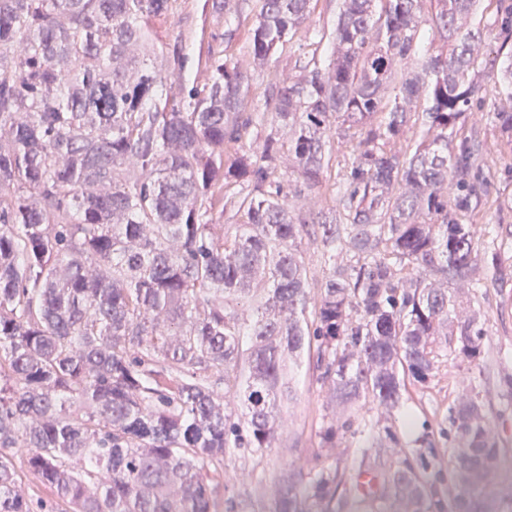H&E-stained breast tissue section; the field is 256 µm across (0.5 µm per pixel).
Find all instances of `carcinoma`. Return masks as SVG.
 <instances>
[{"label": "carcinoma", "instance_id": "obj_1", "mask_svg": "<svg viewBox=\"0 0 512 512\" xmlns=\"http://www.w3.org/2000/svg\"><path fill=\"white\" fill-rule=\"evenodd\" d=\"M174 2L0 0V512H218L210 465L274 447L303 353L337 405L388 415L442 352L480 351L485 331L452 318L463 300L448 288L479 282L462 217L488 203L486 144L466 128L480 0H342L333 62L313 55L271 85L269 130L249 145L247 77L223 51L208 47L202 85L158 62L153 27ZM498 2L492 66L512 43V0ZM310 5L255 0L254 63ZM428 8L443 49L421 78L400 63ZM488 118L512 146V111ZM410 132L414 151L395 150ZM337 136L358 140L341 210L317 221L329 269L315 297L307 222L277 172L292 162L295 195L312 193ZM227 212L239 222L218 223ZM454 423L467 501L498 449L475 400ZM14 448L50 501L22 492ZM341 483L337 469L316 480L320 512ZM380 486L399 512L431 507L407 458ZM297 495L280 487L277 512H300Z\"/></svg>", "mask_w": 512, "mask_h": 512}]
</instances>
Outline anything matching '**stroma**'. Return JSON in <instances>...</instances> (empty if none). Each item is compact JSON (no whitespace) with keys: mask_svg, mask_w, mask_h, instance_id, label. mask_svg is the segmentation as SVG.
<instances>
[{"mask_svg":"<svg viewBox=\"0 0 512 512\" xmlns=\"http://www.w3.org/2000/svg\"><path fill=\"white\" fill-rule=\"evenodd\" d=\"M340 5V0H313L307 34L290 39L262 65L254 64L248 39L256 16L254 0H234L231 10L219 16L211 14L204 0H175L172 15L155 25V43L164 56L177 50L186 57L184 68L172 77L189 83L204 81L200 59L208 48L223 50L247 72L248 111L266 112L268 88L275 76L300 74L313 56L321 67H328ZM477 102L481 109L473 113L472 121L489 147L484 168L489 207L467 221L475 226V249L481 259L478 273L485 285L462 286L458 292L464 301L460 316L476 315L486 331L480 354L442 358L435 377L423 384L408 383L398 408L384 419L367 407L351 415L338 413L313 361L304 360L290 371L295 396L284 412L285 423L274 448L225 450L223 464L213 472L220 512H271L275 490L293 475L300 478L298 492L305 512H316L314 480L335 468L344 474L336 512H393L378 487L362 489L360 478L405 457L439 489L437 512H455L452 410L472 397L481 402L500 449L484 482L497 494L495 512H512V148L501 147L499 130L488 118L489 112L512 110L499 70L481 73ZM351 159V146L335 143L321 190L306 198L292 195L299 179L296 169L281 168L279 180L291 194L294 213L305 218L312 212L336 210L335 188L345 183ZM331 426L336 438L329 445L323 435Z\"/></svg>","mask_w":512,"mask_h":512,"instance_id":"obj_1","label":"stroma"}]
</instances>
